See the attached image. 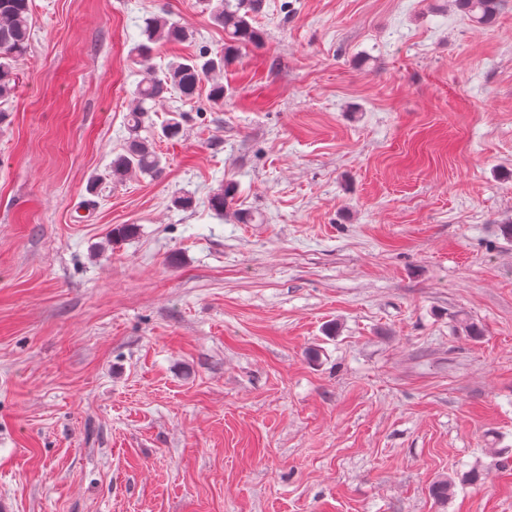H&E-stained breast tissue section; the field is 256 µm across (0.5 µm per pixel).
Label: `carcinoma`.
Wrapping results in <instances>:
<instances>
[{"label": "carcinoma", "mask_w": 512, "mask_h": 512, "mask_svg": "<svg viewBox=\"0 0 512 512\" xmlns=\"http://www.w3.org/2000/svg\"><path fill=\"white\" fill-rule=\"evenodd\" d=\"M213 20L224 28V49L211 52L202 50L195 55L172 61L160 77L152 68L144 71L134 91V107L129 113L126 145L123 152L112 160L110 177L121 183L134 173L154 176L161 171V158L154 146V138L141 135L145 114L151 111L149 104L166 95L184 98L194 97L203 80L224 70V64L241 48L258 45L262 35L252 24L259 13L263 0H210ZM457 5L481 26L492 25L504 7V0H456ZM30 0H0V124L8 118L9 104L16 86L15 63L22 58L30 40ZM141 33L145 40L134 50L142 60H147L154 46L179 40L183 29L164 16L144 19ZM236 185L225 184L224 189L211 199V207L222 214L233 204ZM454 483L442 479L430 488V494L438 502H446L452 495Z\"/></svg>", "instance_id": "carcinoma-1"}]
</instances>
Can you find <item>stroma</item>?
I'll return each mask as SVG.
<instances>
[{"label":"stroma","instance_id":"1","mask_svg":"<svg viewBox=\"0 0 512 512\" xmlns=\"http://www.w3.org/2000/svg\"><path fill=\"white\" fill-rule=\"evenodd\" d=\"M154 14L188 37L143 63ZM30 25L0 125L11 512H512V0L489 27L264 0L223 106L157 103L146 128L184 131L118 185L144 66L223 28L204 0H32Z\"/></svg>","mask_w":512,"mask_h":512}]
</instances>
